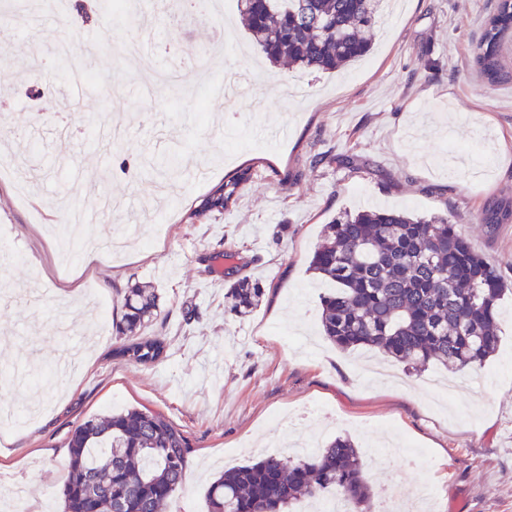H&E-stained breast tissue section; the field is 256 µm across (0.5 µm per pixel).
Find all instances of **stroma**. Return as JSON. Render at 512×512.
Listing matches in <instances>:
<instances>
[{
	"label": "stroma",
	"mask_w": 512,
	"mask_h": 512,
	"mask_svg": "<svg viewBox=\"0 0 512 512\" xmlns=\"http://www.w3.org/2000/svg\"><path fill=\"white\" fill-rule=\"evenodd\" d=\"M497 4L403 0L382 9L364 59L325 72L266 62L237 0L211 16L155 9L146 62L109 52L125 35L102 0H27L21 12L0 0V165L28 189L19 200L0 177V373H51L49 385L0 391V407L21 412L0 425V488H22L26 512H56L74 427L145 408L190 443L185 482L161 512H207L213 479L268 455L273 437L339 435L372 488L423 480L429 512H512V221H475L512 199V34L500 83L486 86L474 61ZM59 39L95 44L90 77L55 81ZM172 68L182 80L164 96L140 81ZM229 68L249 75L234 98L217 85ZM196 89L204 107L188 97ZM104 127L123 138H101ZM170 157L177 173L152 168ZM246 168L223 214L188 219ZM111 195L126 208L85 231L129 237L122 259L102 250L61 265L46 225ZM369 205L448 216L508 283L483 365L416 375L318 334L312 254L325 224ZM231 272L265 288L242 319L224 311ZM138 282L157 288L162 310L145 333L169 346L151 367L112 355L126 341L120 300ZM189 305L200 318L188 324Z\"/></svg>",
	"instance_id": "stroma-1"
}]
</instances>
